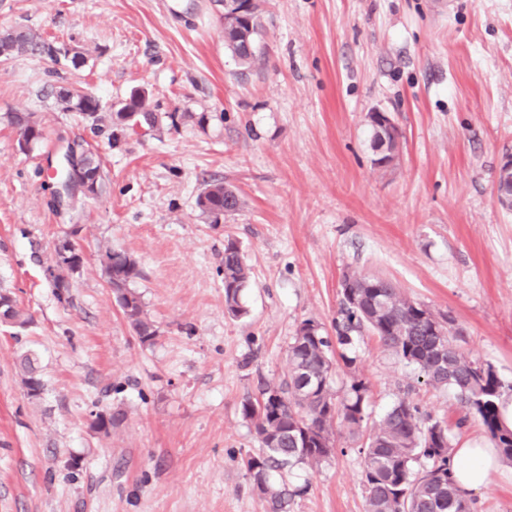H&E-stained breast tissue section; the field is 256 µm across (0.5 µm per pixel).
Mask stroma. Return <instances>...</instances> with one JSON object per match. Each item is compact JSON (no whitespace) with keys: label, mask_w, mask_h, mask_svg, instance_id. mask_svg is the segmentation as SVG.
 Wrapping results in <instances>:
<instances>
[{"label":"stroma","mask_w":512,"mask_h":512,"mask_svg":"<svg viewBox=\"0 0 512 512\" xmlns=\"http://www.w3.org/2000/svg\"><path fill=\"white\" fill-rule=\"evenodd\" d=\"M262 53L224 47V0H0L23 26L84 55L0 58V288L26 312L0 322V512H266L242 464L260 443L241 408L288 372L297 326L332 330L345 274H380L460 328L469 357L512 383V209L496 198L512 154V0H263ZM83 84L103 113L144 90L160 125L93 132L63 109ZM401 137L377 166L368 115ZM32 114L28 151L8 117ZM103 162L96 196L58 195L64 145ZM222 181L240 209L198 205ZM70 238L83 258L60 302L46 269ZM251 271L246 316L224 308V243ZM133 256L134 288L158 335L141 345L104 273ZM373 417L406 397L455 424L454 392L372 334L354 346ZM46 385L29 399L17 364ZM121 413L109 433L93 412ZM286 472L292 512H364L361 439ZM476 512H512V464L472 492Z\"/></svg>","instance_id":"obj_1"}]
</instances>
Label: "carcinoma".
<instances>
[{
    "label": "carcinoma",
    "instance_id": "cac0c4a2",
    "mask_svg": "<svg viewBox=\"0 0 512 512\" xmlns=\"http://www.w3.org/2000/svg\"><path fill=\"white\" fill-rule=\"evenodd\" d=\"M253 25L231 27L224 33V45L243 66L252 65L261 54L258 37L261 28V3L253 0ZM48 56L59 61L68 51L38 33L24 28L0 31V56ZM72 97L58 102L67 111L99 116L98 99L86 96V88H71ZM120 110L139 114L144 124L156 127L160 113L150 109L145 91L136 89ZM11 123L18 129L19 144L27 148L43 138L41 126L28 113H16ZM198 205L217 224L224 214L239 209L240 198L222 182H214L200 194ZM104 271L115 285L123 314L143 345H150L157 330L143 310L140 295L131 288L141 272L124 251L107 249ZM82 266L75 254L70 261H53L49 267L54 288L58 289ZM249 268L237 243L224 244V305L228 314H246L241 303L249 282ZM341 318L335 335H328L313 322L304 321L288 346V379L268 384L259 398L242 406L244 418L251 421L261 451L243 460L254 485L267 501L271 512H288L292 497L285 485L270 481V473L297 465L315 466L335 453L332 440L335 423L346 426L353 436L365 435L360 448L364 456L361 483L365 491V512H472L468 493L451 476L453 453L451 430L442 421L423 414L409 399H399L379 420L368 424L369 394L366 382L357 374L352 347L365 330L377 335L381 344L399 359L418 370L425 382L435 388L452 390L465 416L474 417L488 439L499 448L501 458L512 462V430L502 426L498 400L503 380L489 364L469 358L457 344L459 331L448 327L450 320L435 314L427 305L408 297L391 279L365 274H346L341 283ZM348 369V382L341 392L332 387L334 350ZM20 365L24 385L44 391V384L25 355Z\"/></svg>",
    "mask_w": 512,
    "mask_h": 512
}]
</instances>
